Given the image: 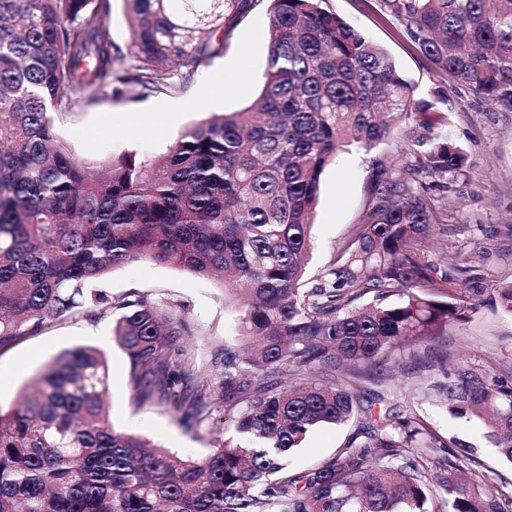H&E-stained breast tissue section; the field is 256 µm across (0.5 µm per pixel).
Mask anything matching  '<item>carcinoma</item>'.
<instances>
[{
	"mask_svg": "<svg viewBox=\"0 0 512 512\" xmlns=\"http://www.w3.org/2000/svg\"><path fill=\"white\" fill-rule=\"evenodd\" d=\"M124 2L138 81L158 89L222 56L224 15L244 14L252 0ZM269 2L267 67L250 105L188 129L159 158L100 165L60 141L50 109L71 91L92 101L123 80L110 0H0V348L53 319L112 309L90 285L141 259L220 277L225 296L244 299L236 335L249 345L226 344L220 357L217 390L237 411L235 437L198 460L113 425L101 350L61 352L21 406L0 411V512H512V483L490 481L471 449L442 442L416 414L371 416L396 365L437 368L449 413L483 422L512 464V376L435 365V344L473 305L440 299L449 291L425 272L429 202L379 172L377 204L332 264L306 278L326 166L345 146L375 148L403 114L431 104L322 0ZM385 3L431 62L512 112V0ZM414 145L431 176L467 163L446 138ZM496 292L512 315V281ZM371 293L377 304L357 305ZM116 305L114 336L134 387L149 377L174 411L208 414L206 385L190 398L170 380L195 373L178 347L190 333L184 306L137 291ZM283 375L298 385L278 389ZM359 412L367 423L332 458L288 470L311 431Z\"/></svg>",
	"mask_w": 512,
	"mask_h": 512,
	"instance_id": "obj_1",
	"label": "carcinoma"
}]
</instances>
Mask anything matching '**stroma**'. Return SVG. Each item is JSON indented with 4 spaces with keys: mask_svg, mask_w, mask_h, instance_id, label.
I'll return each mask as SVG.
<instances>
[{
    "mask_svg": "<svg viewBox=\"0 0 512 512\" xmlns=\"http://www.w3.org/2000/svg\"><path fill=\"white\" fill-rule=\"evenodd\" d=\"M323 6L384 48L431 108L422 114L407 113L373 150L348 147L325 168L313 214L309 276L320 274L332 262L352 225L361 223L376 205L378 172L407 181L439 212L423 252L426 273L438 282L467 277L481 287L480 293L469 296L474 309L467 320L448 331L450 362L489 364L512 376V315L495 301L499 282L512 279V112L484 102L468 83L439 71L408 39L384 0H324ZM226 24L231 36L223 56L202 64L178 89L151 91L135 80L139 62L129 50L124 0H111L106 25L121 51L115 62L121 79L94 103H86L75 92L72 107L52 111L59 138L75 154L95 162L124 153L153 158L166 153L186 129L212 115L247 106L261 88L267 65L269 0H254L249 13L227 19ZM426 129L460 146L473 161V169L445 177L418 171L413 139ZM458 255L467 258L469 272L456 266ZM98 289L116 301L136 290L185 306L191 333L181 337L179 345L191 351L198 382L208 385L205 397L214 404L211 416L186 420L159 398L138 400L130 359L113 336L120 316L116 308L102 315L52 320L45 331L0 349V367L14 372L11 385L0 390V409H12L34 373L53 357L77 346H94L107 356L108 401L115 427L192 459L233 437V415L217 407L214 387L215 361L231 341L236 323V311L225 305L220 286L179 267L142 260L116 267ZM395 381L402 388L397 397L401 415L415 413L427 420L438 437L472 446L482 470L494 480L512 482V465L500 460L485 438L482 423L450 416L425 377L399 372ZM361 426L356 418L342 426L316 428L303 448L289 457V469L321 465Z\"/></svg>",
    "mask_w": 512,
    "mask_h": 512,
    "instance_id": "35a3bbf8",
    "label": "stroma"
}]
</instances>
